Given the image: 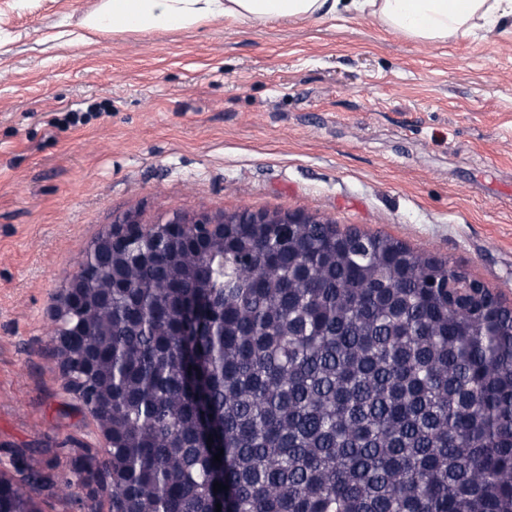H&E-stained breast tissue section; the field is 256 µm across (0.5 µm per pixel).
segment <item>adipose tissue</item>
Listing matches in <instances>:
<instances>
[{
    "label": "adipose tissue",
    "mask_w": 512,
    "mask_h": 512,
    "mask_svg": "<svg viewBox=\"0 0 512 512\" xmlns=\"http://www.w3.org/2000/svg\"><path fill=\"white\" fill-rule=\"evenodd\" d=\"M343 13L376 17L393 32L418 41H441L512 22V0H103L84 17L82 27L141 32L225 19L268 23Z\"/></svg>",
    "instance_id": "adipose-tissue-1"
}]
</instances>
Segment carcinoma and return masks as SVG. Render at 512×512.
Here are the masks:
<instances>
[{
  "instance_id": "1",
  "label": "carcinoma",
  "mask_w": 512,
  "mask_h": 512,
  "mask_svg": "<svg viewBox=\"0 0 512 512\" xmlns=\"http://www.w3.org/2000/svg\"><path fill=\"white\" fill-rule=\"evenodd\" d=\"M91 266L55 355L108 448L15 456L0 512H512V308L449 260L313 219Z\"/></svg>"
}]
</instances>
